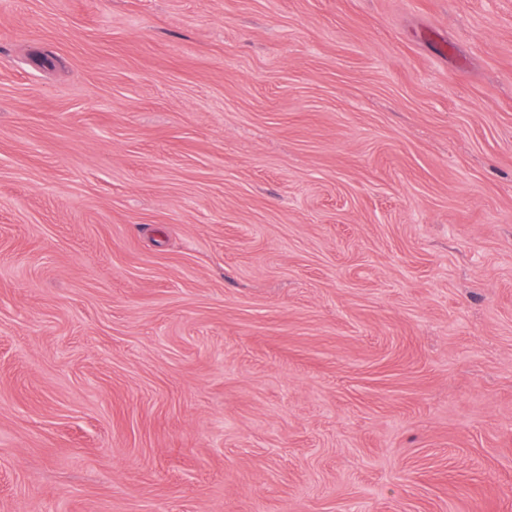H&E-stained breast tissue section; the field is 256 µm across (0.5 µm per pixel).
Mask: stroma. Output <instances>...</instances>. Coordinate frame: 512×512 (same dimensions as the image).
<instances>
[{
	"label": "stroma",
	"instance_id": "1",
	"mask_svg": "<svg viewBox=\"0 0 512 512\" xmlns=\"http://www.w3.org/2000/svg\"><path fill=\"white\" fill-rule=\"evenodd\" d=\"M0 512H512V0H0Z\"/></svg>",
	"mask_w": 512,
	"mask_h": 512
}]
</instances>
